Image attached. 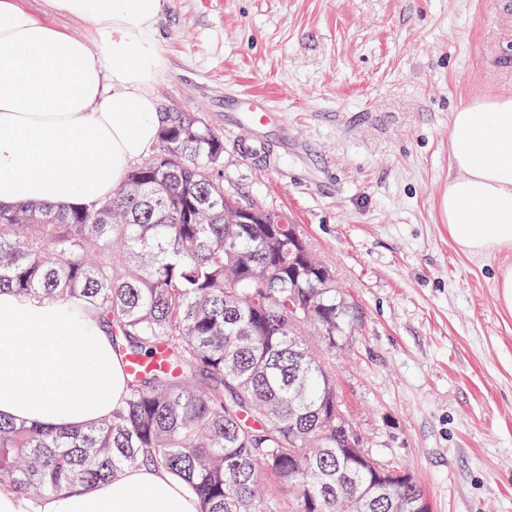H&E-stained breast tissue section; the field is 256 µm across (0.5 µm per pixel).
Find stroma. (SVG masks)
Returning <instances> with one entry per match:
<instances>
[{"label":"stroma","instance_id":"stroma-1","mask_svg":"<svg viewBox=\"0 0 512 512\" xmlns=\"http://www.w3.org/2000/svg\"><path fill=\"white\" fill-rule=\"evenodd\" d=\"M99 54L93 23L19 0ZM162 112L224 138V193L284 216L359 308L331 364L345 415L431 512H512V312L501 258L462 253L439 213L452 114L512 95L495 0H163ZM264 96L291 147L242 158L224 101Z\"/></svg>","mask_w":512,"mask_h":512}]
</instances>
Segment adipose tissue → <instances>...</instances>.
<instances>
[{
    "label": "adipose tissue",
    "instance_id": "1",
    "mask_svg": "<svg viewBox=\"0 0 512 512\" xmlns=\"http://www.w3.org/2000/svg\"><path fill=\"white\" fill-rule=\"evenodd\" d=\"M95 24L84 40L0 0V205H89L110 198L159 135L151 87L163 59L161 0H48ZM454 177L439 202L457 247L512 252V96L453 114ZM97 317L72 301L0 292V419L66 430L107 419L126 393ZM0 512H199L192 489L153 467L33 500L0 487Z\"/></svg>",
    "mask_w": 512,
    "mask_h": 512
}]
</instances>
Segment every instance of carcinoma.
I'll return each mask as SVG.
<instances>
[{
	"mask_svg": "<svg viewBox=\"0 0 512 512\" xmlns=\"http://www.w3.org/2000/svg\"><path fill=\"white\" fill-rule=\"evenodd\" d=\"M160 123L155 154L107 200L0 209V291L69 297L123 364L163 361L125 371L127 396L98 425L0 420V485L41 497L152 466L200 512H428L413 474L371 458L341 410L325 353L358 308L295 225L224 196L216 131L185 112Z\"/></svg>",
	"mask_w": 512,
	"mask_h": 512,
	"instance_id": "obj_1",
	"label": "carcinoma"
}]
</instances>
